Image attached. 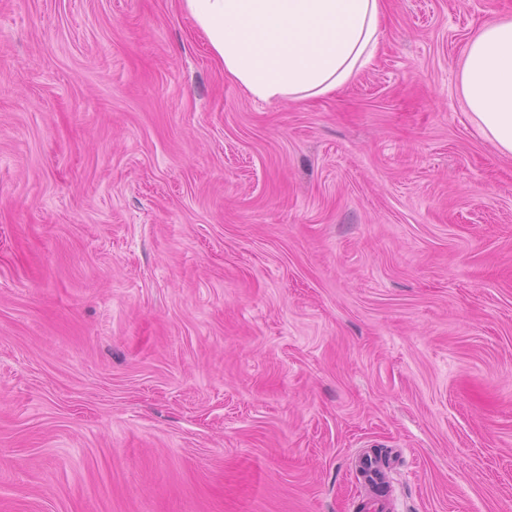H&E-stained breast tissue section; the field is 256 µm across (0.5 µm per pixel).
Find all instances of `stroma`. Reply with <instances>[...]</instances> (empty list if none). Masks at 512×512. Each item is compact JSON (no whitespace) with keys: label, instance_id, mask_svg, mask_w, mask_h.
Returning a JSON list of instances; mask_svg holds the SVG:
<instances>
[{"label":"stroma","instance_id":"obj_1","mask_svg":"<svg viewBox=\"0 0 512 512\" xmlns=\"http://www.w3.org/2000/svg\"><path fill=\"white\" fill-rule=\"evenodd\" d=\"M512 0H386L308 103L180 0H0V512H512V156L456 91ZM358 469L362 470L372 482L380 483L388 480L390 463L376 459L372 455H364L359 460Z\"/></svg>","mask_w":512,"mask_h":512}]
</instances>
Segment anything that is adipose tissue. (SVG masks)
Returning <instances> with one entry per match:
<instances>
[{
  "label": "adipose tissue",
  "mask_w": 512,
  "mask_h": 512,
  "mask_svg": "<svg viewBox=\"0 0 512 512\" xmlns=\"http://www.w3.org/2000/svg\"><path fill=\"white\" fill-rule=\"evenodd\" d=\"M224 73L254 101L330 96L371 68L384 0H181ZM457 90L481 134L512 155V18L468 41Z\"/></svg>",
  "instance_id": "adipose-tissue-1"
}]
</instances>
